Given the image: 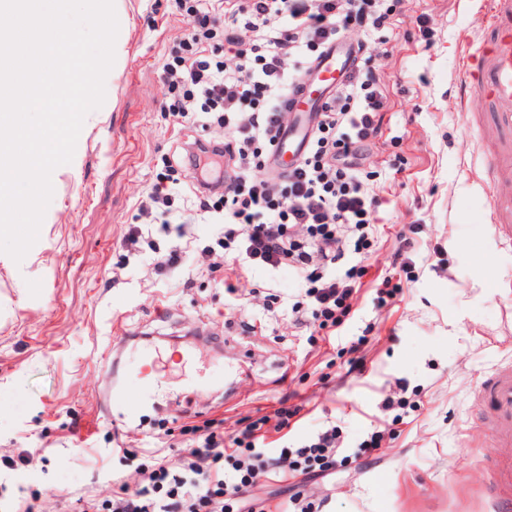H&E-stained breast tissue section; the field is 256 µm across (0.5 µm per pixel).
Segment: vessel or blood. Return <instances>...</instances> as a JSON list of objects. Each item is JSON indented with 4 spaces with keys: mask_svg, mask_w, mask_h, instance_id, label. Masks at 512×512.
I'll return each mask as SVG.
<instances>
[{
    "mask_svg": "<svg viewBox=\"0 0 512 512\" xmlns=\"http://www.w3.org/2000/svg\"><path fill=\"white\" fill-rule=\"evenodd\" d=\"M491 4V24L498 33L493 41L481 45L479 49L485 62L481 68L471 72V90L490 94L500 126L512 132V0H491ZM356 62V46L339 42L328 48L314 63L286 102L294 116V124L280 135L275 146L278 156L292 160L302 156L308 134L323 103L346 83ZM157 388L156 379L144 378L132 404L122 415L114 417V426H127L134 419L137 406L147 402ZM493 398L503 420L512 427V378L494 387Z\"/></svg>",
    "mask_w": 512,
    "mask_h": 512,
    "instance_id": "obj_1",
    "label": "vessel or blood"
}]
</instances>
